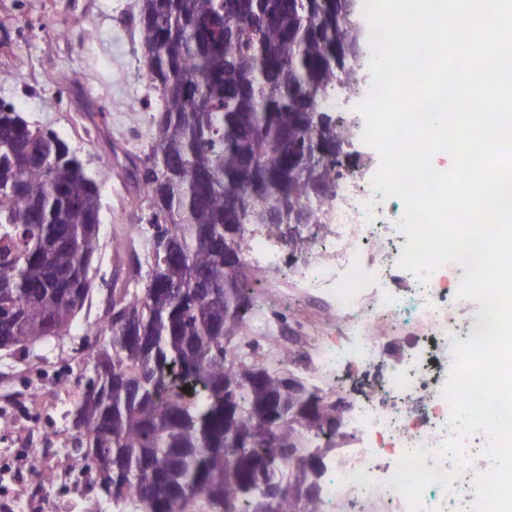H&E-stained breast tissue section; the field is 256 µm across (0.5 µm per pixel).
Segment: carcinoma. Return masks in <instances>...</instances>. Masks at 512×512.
I'll use <instances>...</instances> for the list:
<instances>
[{"label":"carcinoma","mask_w":512,"mask_h":512,"mask_svg":"<svg viewBox=\"0 0 512 512\" xmlns=\"http://www.w3.org/2000/svg\"><path fill=\"white\" fill-rule=\"evenodd\" d=\"M353 2L139 0L141 44L156 54L145 79L160 101L141 176L152 263L146 286L90 327L96 380L68 431L76 465L132 512H191L197 500L206 512H268L271 498L275 512H321V494L296 492L321 486L302 448L308 434L336 433L342 410L320 396L302 420L287 378L260 365V344L243 339L253 302L240 267L247 225L270 232L278 211L321 224L335 195L342 157L318 156L305 180L282 182L292 158L352 136L350 121L328 113L317 130L305 116L355 72ZM99 211L76 150L0 103V349L68 329L90 292Z\"/></svg>","instance_id":"carcinoma-1"}]
</instances>
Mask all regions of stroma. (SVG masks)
Listing matches in <instances>:
<instances>
[{
	"instance_id": "obj_1",
	"label": "stroma",
	"mask_w": 512,
	"mask_h": 512,
	"mask_svg": "<svg viewBox=\"0 0 512 512\" xmlns=\"http://www.w3.org/2000/svg\"><path fill=\"white\" fill-rule=\"evenodd\" d=\"M139 0H0V100L23 112L29 124L56 133L75 148L100 187L99 250L90 271L88 300L66 335L26 350H0V387L34 395L33 410L0 407V453L11 451V431L31 424L50 432L64 465L74 452L65 431L69 412L95 373L90 325L105 323L116 290L145 287L149 255L118 251L128 225L144 224L136 168L156 135L157 94L149 90L140 32L131 18ZM53 72L54 83L41 81ZM102 115L95 133L89 113ZM244 286L266 308L265 321H309L310 333L343 343L327 314L305 298H280L267 280L248 275ZM18 512H119L97 479L80 488L53 484L43 504Z\"/></svg>"
}]
</instances>
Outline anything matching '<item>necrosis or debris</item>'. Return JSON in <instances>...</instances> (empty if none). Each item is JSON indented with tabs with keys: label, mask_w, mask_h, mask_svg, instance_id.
Wrapping results in <instances>:
<instances>
[{
	"label": "necrosis or debris",
	"mask_w": 512,
	"mask_h": 512,
	"mask_svg": "<svg viewBox=\"0 0 512 512\" xmlns=\"http://www.w3.org/2000/svg\"><path fill=\"white\" fill-rule=\"evenodd\" d=\"M371 83L368 68H361L351 81L338 83L320 106L349 112ZM325 220L330 235L305 237L296 255L281 254L274 239L259 229L250 233L245 251L257 274L319 292L349 340L343 346L330 341L312 348L304 337L278 327L267 338L268 352L293 350L297 369L343 410L340 431L318 439L319 447L334 451L322 486L325 502L335 512H348L358 502L365 512H408L389 482L406 452L428 449L426 468L453 470L452 461H435L433 452L450 434L443 387L456 338V299L441 270L423 280L399 266L400 247L408 238L392 221L382 192L361 173L343 172ZM395 344L401 359L385 363V350ZM350 366L376 377L365 397H350L341 384L340 373ZM21 443L30 462L22 493L29 503L45 496L43 471L54 451L45 447L38 430L24 434Z\"/></svg>",
	"instance_id": "necrosis-or-debris-1"
}]
</instances>
